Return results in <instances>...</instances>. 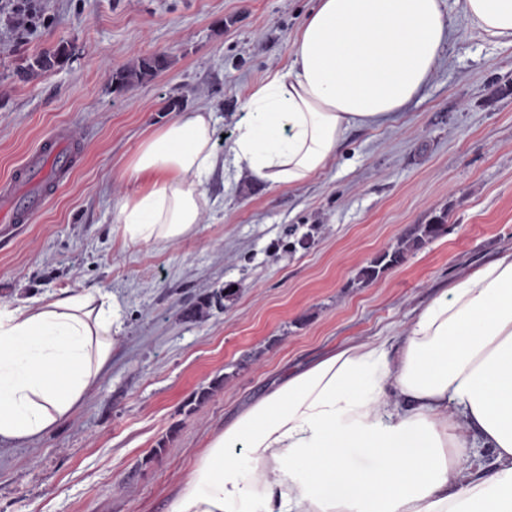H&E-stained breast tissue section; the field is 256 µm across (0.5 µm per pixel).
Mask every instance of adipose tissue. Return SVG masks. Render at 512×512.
Here are the masks:
<instances>
[{
    "label": "adipose tissue",
    "mask_w": 512,
    "mask_h": 512,
    "mask_svg": "<svg viewBox=\"0 0 512 512\" xmlns=\"http://www.w3.org/2000/svg\"><path fill=\"white\" fill-rule=\"evenodd\" d=\"M460 3L486 41L512 45V0ZM449 36L443 0H316L289 65L240 99L233 166L274 187L305 182L350 126L419 95ZM217 125L198 107L140 142L115 208L124 240L195 234ZM115 322L111 296L91 289L0 304V440L71 415L112 357ZM170 512H512V246L453 280L396 344L344 342L240 406Z\"/></svg>",
    "instance_id": "ef3b65f1"
}]
</instances>
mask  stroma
Segmentation results:
<instances>
[{"label": "stroma", "instance_id": "1", "mask_svg": "<svg viewBox=\"0 0 512 512\" xmlns=\"http://www.w3.org/2000/svg\"><path fill=\"white\" fill-rule=\"evenodd\" d=\"M312 0H34V23L0 0V179L55 129H74L71 177L0 229V304L111 293L112 358L72 415L0 443V512H168L212 433L284 372L347 340L396 335L460 275L512 245V47L488 43L457 0L452 36L417 98L380 126L350 127L327 166L272 187L216 167L196 234L124 242L122 173L178 107L216 112L225 147L238 101L284 68ZM67 61L30 73L42 52ZM165 56L153 78L116 73ZM443 219L371 283L359 271ZM202 318L186 310L200 303ZM207 399H200L203 390ZM167 64V60L164 58H140L132 66L116 74L117 87L121 90L128 89L134 86L135 83L154 76L158 71L166 68Z\"/></svg>", "mask_w": 512, "mask_h": 512}]
</instances>
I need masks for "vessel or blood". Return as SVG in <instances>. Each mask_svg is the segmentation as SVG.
Returning a JSON list of instances; mask_svg holds the SVG:
<instances>
[{
    "instance_id": "1",
    "label": "vessel or blood",
    "mask_w": 512,
    "mask_h": 512,
    "mask_svg": "<svg viewBox=\"0 0 512 512\" xmlns=\"http://www.w3.org/2000/svg\"><path fill=\"white\" fill-rule=\"evenodd\" d=\"M68 138V130H56L9 178L0 181L1 223H15L20 218L32 216L37 210V203L29 200L23 206H16L14 198L23 183L36 176L52 182L71 176L74 164L71 151L65 147Z\"/></svg>"
}]
</instances>
